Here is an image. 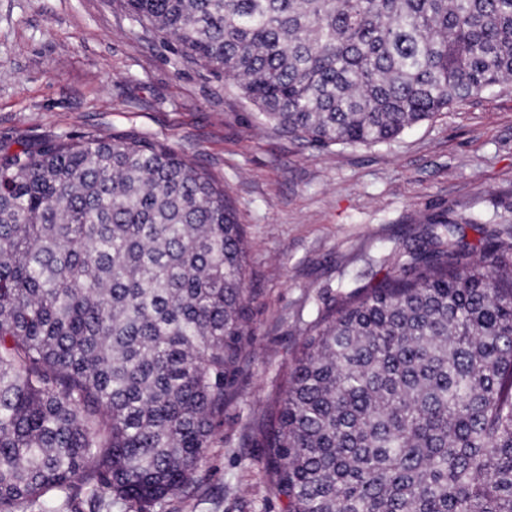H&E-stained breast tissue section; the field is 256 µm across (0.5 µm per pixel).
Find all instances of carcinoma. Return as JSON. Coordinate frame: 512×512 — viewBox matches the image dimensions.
I'll return each mask as SVG.
<instances>
[{
  "label": "carcinoma",
  "instance_id": "carcinoma-1",
  "mask_svg": "<svg viewBox=\"0 0 512 512\" xmlns=\"http://www.w3.org/2000/svg\"><path fill=\"white\" fill-rule=\"evenodd\" d=\"M322 147L512 85V0H127ZM406 248L318 314L260 430L287 512H512V233ZM244 225L163 143L0 148V512H154L221 439L252 344Z\"/></svg>",
  "mask_w": 512,
  "mask_h": 512
}]
</instances>
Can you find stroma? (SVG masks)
Masks as SVG:
<instances>
[{
	"mask_svg": "<svg viewBox=\"0 0 512 512\" xmlns=\"http://www.w3.org/2000/svg\"><path fill=\"white\" fill-rule=\"evenodd\" d=\"M130 135L166 144L230 197L249 243L253 343L223 439L164 512H285L253 439L319 309L376 282L451 210L512 216V89L387 144L318 147L257 116L234 81L135 23L124 0H0V146Z\"/></svg>",
	"mask_w": 512,
	"mask_h": 512,
	"instance_id": "obj_1",
	"label": "stroma"
}]
</instances>
